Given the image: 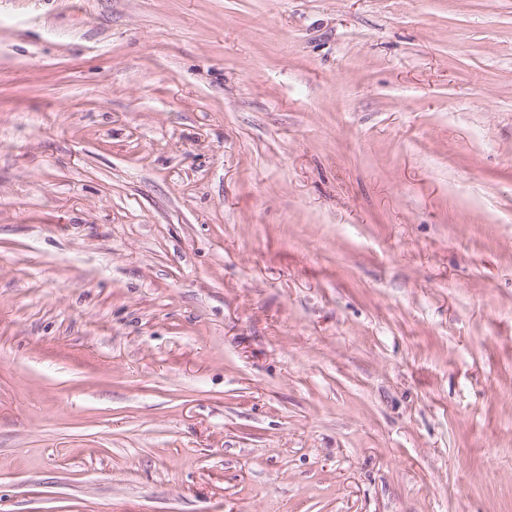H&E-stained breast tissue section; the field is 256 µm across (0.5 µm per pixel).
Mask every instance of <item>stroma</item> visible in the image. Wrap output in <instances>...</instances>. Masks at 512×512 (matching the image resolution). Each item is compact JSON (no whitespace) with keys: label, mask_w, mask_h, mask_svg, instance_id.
<instances>
[{"label":"stroma","mask_w":512,"mask_h":512,"mask_svg":"<svg viewBox=\"0 0 512 512\" xmlns=\"http://www.w3.org/2000/svg\"><path fill=\"white\" fill-rule=\"evenodd\" d=\"M0 512H512V0H0Z\"/></svg>","instance_id":"stroma-1"}]
</instances>
